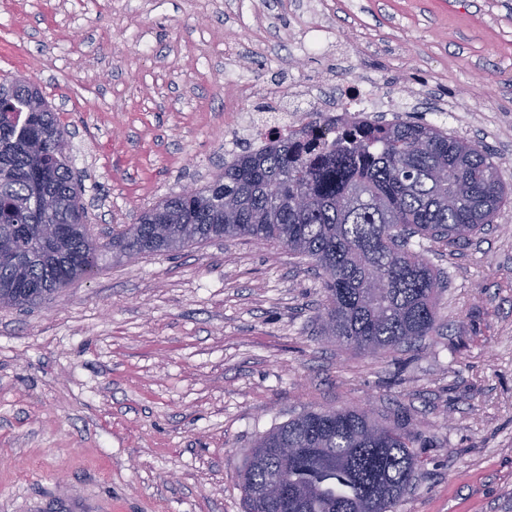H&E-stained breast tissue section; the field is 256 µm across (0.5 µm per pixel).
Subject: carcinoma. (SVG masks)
Instances as JSON below:
<instances>
[{
	"label": "carcinoma",
	"instance_id": "1",
	"mask_svg": "<svg viewBox=\"0 0 512 512\" xmlns=\"http://www.w3.org/2000/svg\"><path fill=\"white\" fill-rule=\"evenodd\" d=\"M0 298L32 304L88 275L98 246L40 89L0 75ZM512 200L482 146L416 118L351 117L332 144L246 146L192 197L174 193L112 236L129 257L213 239L276 243L325 276L324 335L380 354L439 330L440 274L408 236L471 240ZM416 433L361 407L303 413L260 436L242 474L247 512H299L260 497L275 477L307 512H393L420 471ZM281 448H295L291 458Z\"/></svg>",
	"mask_w": 512,
	"mask_h": 512
}]
</instances>
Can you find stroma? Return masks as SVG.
I'll use <instances>...</instances> for the list:
<instances>
[{
    "instance_id": "1",
    "label": "stroma",
    "mask_w": 512,
    "mask_h": 512,
    "mask_svg": "<svg viewBox=\"0 0 512 512\" xmlns=\"http://www.w3.org/2000/svg\"><path fill=\"white\" fill-rule=\"evenodd\" d=\"M70 130L97 269L0 309V512H245L255 440L310 410L405 413L419 477L395 512H512V203L461 247L412 238L442 328L377 356L321 336V271L212 240L108 245L223 172L224 103L307 112L302 87L370 81L481 143L512 189V0H0V74ZM260 85L242 95L240 80Z\"/></svg>"
}]
</instances>
